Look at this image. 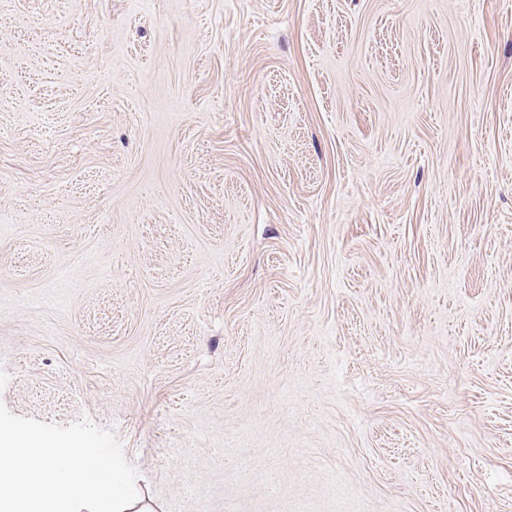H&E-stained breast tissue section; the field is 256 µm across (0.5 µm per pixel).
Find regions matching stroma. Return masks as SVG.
<instances>
[{
    "instance_id": "stroma-1",
    "label": "stroma",
    "mask_w": 512,
    "mask_h": 512,
    "mask_svg": "<svg viewBox=\"0 0 512 512\" xmlns=\"http://www.w3.org/2000/svg\"><path fill=\"white\" fill-rule=\"evenodd\" d=\"M0 403L137 512H512V0H0Z\"/></svg>"
}]
</instances>
